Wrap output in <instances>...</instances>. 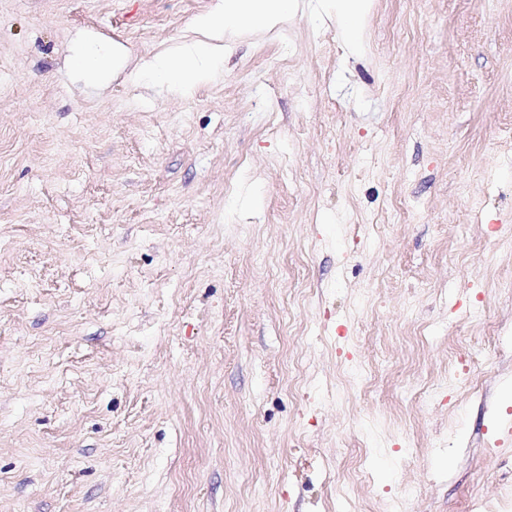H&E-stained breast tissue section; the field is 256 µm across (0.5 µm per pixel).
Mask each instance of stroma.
<instances>
[{
    "instance_id": "1",
    "label": "stroma",
    "mask_w": 512,
    "mask_h": 512,
    "mask_svg": "<svg viewBox=\"0 0 512 512\" xmlns=\"http://www.w3.org/2000/svg\"><path fill=\"white\" fill-rule=\"evenodd\" d=\"M214 2L0 0V512H497L512 0H374L357 57L302 0L187 96L72 63Z\"/></svg>"
}]
</instances>
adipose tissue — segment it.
Masks as SVG:
<instances>
[{
	"mask_svg": "<svg viewBox=\"0 0 512 512\" xmlns=\"http://www.w3.org/2000/svg\"><path fill=\"white\" fill-rule=\"evenodd\" d=\"M298 0H219L211 11L194 21L198 40L175 52H162L137 66V73L169 91L184 95L224 62L226 34L244 28L273 29L296 13ZM372 0H317L320 14L332 17L352 55L362 50L364 20Z\"/></svg>",
	"mask_w": 512,
	"mask_h": 512,
	"instance_id": "adipose-tissue-1",
	"label": "adipose tissue"
}]
</instances>
